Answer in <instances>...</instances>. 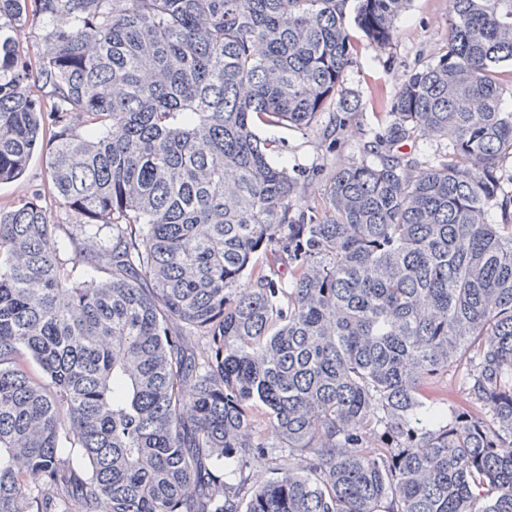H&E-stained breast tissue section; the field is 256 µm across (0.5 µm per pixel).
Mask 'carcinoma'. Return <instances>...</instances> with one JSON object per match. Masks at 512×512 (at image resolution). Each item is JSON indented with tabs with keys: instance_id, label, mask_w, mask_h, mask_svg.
Returning a JSON list of instances; mask_svg holds the SVG:
<instances>
[{
	"instance_id": "cac0c4a2",
	"label": "carcinoma",
	"mask_w": 512,
	"mask_h": 512,
	"mask_svg": "<svg viewBox=\"0 0 512 512\" xmlns=\"http://www.w3.org/2000/svg\"><path fill=\"white\" fill-rule=\"evenodd\" d=\"M343 2L0 0V182L43 144L61 208L0 209V512H512V0L312 206L256 128L336 148L408 0ZM54 247L59 251L60 256L65 260L66 267L71 270L73 269L74 275L77 277H88L95 275L87 265L83 262L82 258L78 256L79 253L75 252L74 248L70 245L68 239L64 235H60L55 238ZM81 257V256H80Z\"/></svg>"
}]
</instances>
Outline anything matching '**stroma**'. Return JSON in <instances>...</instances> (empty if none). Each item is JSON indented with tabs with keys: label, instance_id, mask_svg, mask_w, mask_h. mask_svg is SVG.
Here are the masks:
<instances>
[{
	"label": "stroma",
	"instance_id": "obj_1",
	"mask_svg": "<svg viewBox=\"0 0 512 512\" xmlns=\"http://www.w3.org/2000/svg\"><path fill=\"white\" fill-rule=\"evenodd\" d=\"M447 34L448 0H410L394 24L390 47L362 46L346 75L345 85L359 94L361 106L350 115L335 153H326L319 129L286 130L279 162L291 170H304L360 161L359 144L370 139L380 125V96L393 95L414 66L442 54ZM46 173L45 153L35 151L21 179L0 183V208H10L41 189Z\"/></svg>",
	"mask_w": 512,
	"mask_h": 512
}]
</instances>
